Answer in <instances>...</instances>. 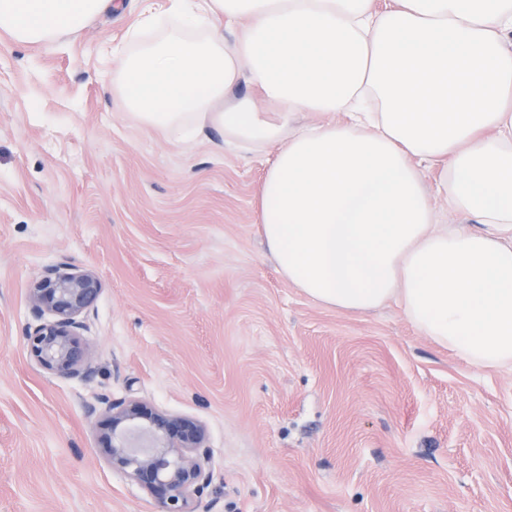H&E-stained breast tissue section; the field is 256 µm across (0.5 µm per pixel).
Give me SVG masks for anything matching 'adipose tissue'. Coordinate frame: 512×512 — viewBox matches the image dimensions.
Returning a JSON list of instances; mask_svg holds the SVG:
<instances>
[{
    "label": "adipose tissue",
    "mask_w": 512,
    "mask_h": 512,
    "mask_svg": "<svg viewBox=\"0 0 512 512\" xmlns=\"http://www.w3.org/2000/svg\"><path fill=\"white\" fill-rule=\"evenodd\" d=\"M114 3L0 0V40L62 44ZM112 53L113 94L156 137L277 144L257 222L291 286L396 303L434 345L512 368V0H151ZM436 196L482 231L439 228Z\"/></svg>",
    "instance_id": "ef3b65f1"
}]
</instances>
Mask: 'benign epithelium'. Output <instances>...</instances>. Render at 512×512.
Listing matches in <instances>:
<instances>
[{"label": "benign epithelium", "instance_id": "benign-epithelium-1", "mask_svg": "<svg viewBox=\"0 0 512 512\" xmlns=\"http://www.w3.org/2000/svg\"><path fill=\"white\" fill-rule=\"evenodd\" d=\"M100 293L95 271L65 264L46 266L29 288L25 346L44 372L81 382L96 375L84 330ZM88 414L98 418L96 433L107 464L146 491L157 512H196L214 476L204 423L132 395L102 394Z\"/></svg>", "mask_w": 512, "mask_h": 512}]
</instances>
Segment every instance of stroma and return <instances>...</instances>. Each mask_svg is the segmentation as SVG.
Returning <instances> with one entry per match:
<instances>
[{
  "instance_id": "35a3bbf8",
  "label": "stroma",
  "mask_w": 512,
  "mask_h": 512,
  "mask_svg": "<svg viewBox=\"0 0 512 512\" xmlns=\"http://www.w3.org/2000/svg\"><path fill=\"white\" fill-rule=\"evenodd\" d=\"M39 51L0 43V512H156L106 463L87 408L133 394L203 421L197 512H512V369L431 343L390 303L328 308L256 224L277 144L181 145L112 95L140 0ZM97 272L90 382L25 343L45 266Z\"/></svg>"
}]
</instances>
